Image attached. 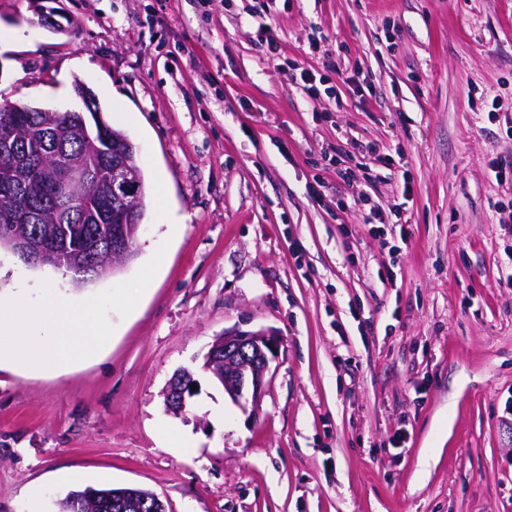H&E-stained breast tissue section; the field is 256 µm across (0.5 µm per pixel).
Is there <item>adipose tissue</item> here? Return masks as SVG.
I'll list each match as a JSON object with an SVG mask.
<instances>
[{"mask_svg":"<svg viewBox=\"0 0 512 512\" xmlns=\"http://www.w3.org/2000/svg\"><path fill=\"white\" fill-rule=\"evenodd\" d=\"M109 334L84 299L49 291L35 311L21 295L0 299V367L37 372L66 366L96 356Z\"/></svg>","mask_w":512,"mask_h":512,"instance_id":"ef3b65f1","label":"adipose tissue"}]
</instances>
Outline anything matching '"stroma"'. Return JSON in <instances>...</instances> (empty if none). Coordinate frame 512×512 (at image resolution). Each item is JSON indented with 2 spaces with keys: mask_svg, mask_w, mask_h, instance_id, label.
<instances>
[{
  "mask_svg": "<svg viewBox=\"0 0 512 512\" xmlns=\"http://www.w3.org/2000/svg\"><path fill=\"white\" fill-rule=\"evenodd\" d=\"M59 8L65 35L0 0V100L71 110L84 82L150 194L134 258L85 288L0 251V292L112 328L93 360L0 370V512H58L73 467L166 512H512V182L488 166L512 157V0ZM234 326L283 338L255 419L201 369ZM191 384H196L191 371L183 369L175 375L168 387H166V400L169 410L181 413L185 409L187 398L192 397L194 392L191 391Z\"/></svg>",
  "mask_w": 512,
  "mask_h": 512,
  "instance_id": "35a3bbf8",
  "label": "stroma"
}]
</instances>
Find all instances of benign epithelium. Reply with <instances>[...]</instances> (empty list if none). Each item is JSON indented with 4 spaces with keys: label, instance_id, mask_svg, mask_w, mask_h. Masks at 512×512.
Here are the masks:
<instances>
[{
    "label": "benign epithelium",
    "instance_id": "1",
    "mask_svg": "<svg viewBox=\"0 0 512 512\" xmlns=\"http://www.w3.org/2000/svg\"><path fill=\"white\" fill-rule=\"evenodd\" d=\"M36 14L42 26L50 32L64 34L69 27L59 22V11L49 7L54 0H33ZM75 93L82 102V111L93 113L87 130L94 134L105 133V121L101 113L95 111L94 93L81 82L75 84ZM32 157L19 137V130H7L0 134V167L6 171L26 169ZM109 179L102 184L98 195L107 202V210L114 211L118 223L113 225L114 246L112 254L125 251V220L131 217V201L135 196V171L122 159L109 160ZM81 180L80 169L73 167L54 185V195L59 201L71 203ZM23 188V183L14 179H4L0 183V202L7 203ZM14 253L34 265L58 264L56 248L30 235L18 234L14 240ZM281 345L279 335L273 330L243 331L237 327L224 330V336L217 338L205 356L207 367L224 388V393L236 404L251 403L253 413L259 409L264 394L265 379L271 365L278 359ZM196 383L193 374L187 369L179 371L171 380L166 391L169 410L182 412L187 398L193 396L190 385Z\"/></svg>",
    "mask_w": 512,
    "mask_h": 512
}]
</instances>
